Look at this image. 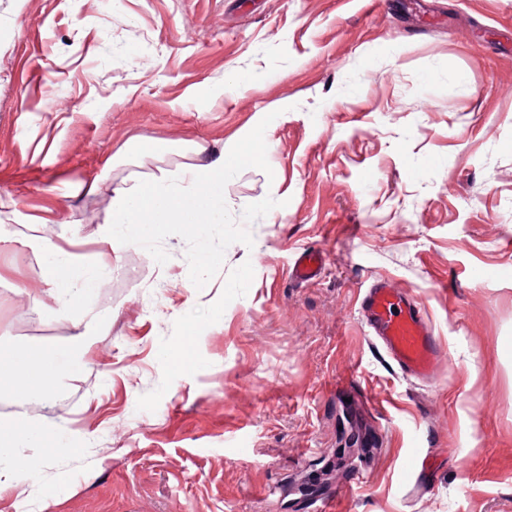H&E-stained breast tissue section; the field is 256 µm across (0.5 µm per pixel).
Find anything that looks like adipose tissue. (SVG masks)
<instances>
[{
	"label": "adipose tissue",
	"mask_w": 512,
	"mask_h": 512,
	"mask_svg": "<svg viewBox=\"0 0 512 512\" xmlns=\"http://www.w3.org/2000/svg\"><path fill=\"white\" fill-rule=\"evenodd\" d=\"M194 163L176 172L145 182L128 177L112 186V211L119 224H211L224 210V180L234 156L206 157V148L191 144ZM28 247L40 252L39 277L45 289L36 295V303L54 302L70 310L85 288L95 280L75 252L42 238L28 240ZM0 364L11 370L12 381L22 383L42 398L51 395L52 379L57 371L53 348H44L38 360H30L11 346L0 345Z\"/></svg>",
	"instance_id": "obj_1"
}]
</instances>
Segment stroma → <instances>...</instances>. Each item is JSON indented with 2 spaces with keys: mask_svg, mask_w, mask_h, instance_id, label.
I'll return each mask as SVG.
<instances>
[{
  "mask_svg": "<svg viewBox=\"0 0 512 512\" xmlns=\"http://www.w3.org/2000/svg\"><path fill=\"white\" fill-rule=\"evenodd\" d=\"M178 139L236 153L223 219L103 248L109 185ZM49 208L110 287L51 312L0 249V343L60 365L50 401L0 386L36 409L0 512H512V0H0V228ZM379 278L430 380L370 335ZM326 256L320 251H301L290 266V275L300 280L315 278L322 270ZM360 309L372 336L402 372L417 379L432 375L442 345L412 296L377 280L365 290Z\"/></svg>",
  "mask_w": 512,
  "mask_h": 512,
  "instance_id": "1",
  "label": "stroma"
}]
</instances>
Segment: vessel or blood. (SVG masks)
Segmentation results:
<instances>
[{"instance_id": "1", "label": "vessel or blood", "mask_w": 512, "mask_h": 512, "mask_svg": "<svg viewBox=\"0 0 512 512\" xmlns=\"http://www.w3.org/2000/svg\"><path fill=\"white\" fill-rule=\"evenodd\" d=\"M326 261L324 253L302 251L290 266V275L300 280L315 278ZM372 336L398 368L417 379L429 378L442 353V345L420 304L388 281L373 282L360 303Z\"/></svg>"}]
</instances>
